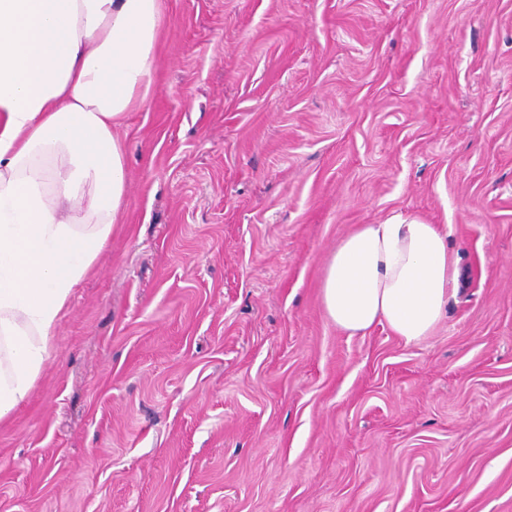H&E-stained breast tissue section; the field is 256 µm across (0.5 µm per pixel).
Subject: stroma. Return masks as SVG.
<instances>
[{
	"instance_id": "obj_1",
	"label": "stroma",
	"mask_w": 512,
	"mask_h": 512,
	"mask_svg": "<svg viewBox=\"0 0 512 512\" xmlns=\"http://www.w3.org/2000/svg\"><path fill=\"white\" fill-rule=\"evenodd\" d=\"M127 195L0 512H512V0H163ZM446 225L432 336L349 337L330 253Z\"/></svg>"
}]
</instances>
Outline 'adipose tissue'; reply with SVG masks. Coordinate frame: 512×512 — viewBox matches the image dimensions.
Masks as SVG:
<instances>
[{
  "mask_svg": "<svg viewBox=\"0 0 512 512\" xmlns=\"http://www.w3.org/2000/svg\"><path fill=\"white\" fill-rule=\"evenodd\" d=\"M162 0H0V420L22 408L124 205L115 130L153 85ZM440 225L402 214L340 239L321 285L347 336H431L460 287Z\"/></svg>",
  "mask_w": 512,
  "mask_h": 512,
  "instance_id": "obj_1",
  "label": "adipose tissue"
}]
</instances>
